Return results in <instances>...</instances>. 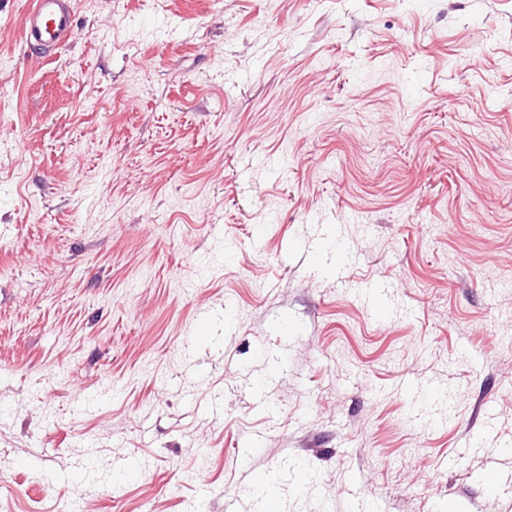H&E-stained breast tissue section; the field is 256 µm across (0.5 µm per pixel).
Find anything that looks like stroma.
Returning <instances> with one entry per match:
<instances>
[{"mask_svg":"<svg viewBox=\"0 0 512 512\" xmlns=\"http://www.w3.org/2000/svg\"><path fill=\"white\" fill-rule=\"evenodd\" d=\"M32 3L0 0V512H224L244 471L282 512H512V0H74L29 59ZM74 20L72 0H35L20 21L24 42L39 54L59 49L72 39ZM396 391L415 402L417 400L421 402H429L436 398L438 393L436 391H424L421 384L417 380L412 378H400L396 382Z\"/></svg>","mask_w":512,"mask_h":512,"instance_id":"1","label":"stroma"}]
</instances>
